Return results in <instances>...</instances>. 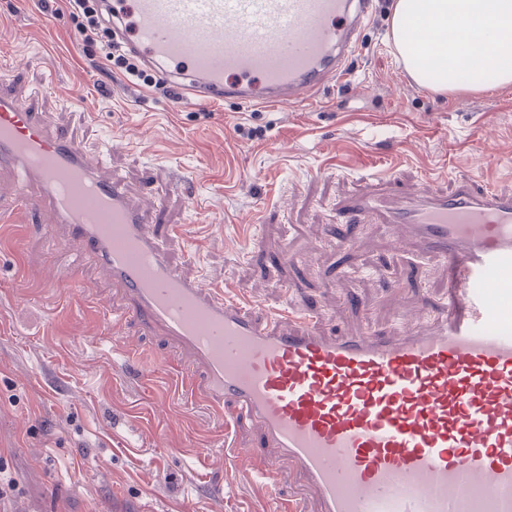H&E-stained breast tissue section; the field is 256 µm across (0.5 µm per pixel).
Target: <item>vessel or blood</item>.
Returning a JSON list of instances; mask_svg holds the SVG:
<instances>
[{
  "instance_id": "b4317fda",
  "label": "vessel or blood",
  "mask_w": 512,
  "mask_h": 512,
  "mask_svg": "<svg viewBox=\"0 0 512 512\" xmlns=\"http://www.w3.org/2000/svg\"><path fill=\"white\" fill-rule=\"evenodd\" d=\"M373 0H102L114 43L189 101L242 107L303 102L337 82ZM0 171L46 213L52 248L73 271L93 261L117 288L116 319L165 336L195 370L187 403L232 407L267 454L237 448L226 468L272 488L296 477L274 512H512V192L460 177L446 194L401 196L383 178L346 217L403 226L448 266L443 326L393 336L283 328L184 276L157 233L160 208L135 201L104 162L30 111L0 81Z\"/></svg>"
}]
</instances>
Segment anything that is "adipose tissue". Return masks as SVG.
Masks as SVG:
<instances>
[{
    "mask_svg": "<svg viewBox=\"0 0 512 512\" xmlns=\"http://www.w3.org/2000/svg\"><path fill=\"white\" fill-rule=\"evenodd\" d=\"M431 34V46L406 40L412 23ZM391 36L398 56L411 76L430 80L434 90H481L484 77L493 74L497 85H512V0H395ZM483 42L484 51L473 60L468 82H460L458 66L468 39ZM443 59L435 76H428L430 54Z\"/></svg>",
    "mask_w": 512,
    "mask_h": 512,
    "instance_id": "ef3b65f1",
    "label": "adipose tissue"
}]
</instances>
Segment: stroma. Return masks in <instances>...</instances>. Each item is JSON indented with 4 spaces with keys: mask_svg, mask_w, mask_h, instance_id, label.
<instances>
[{
    "mask_svg": "<svg viewBox=\"0 0 512 512\" xmlns=\"http://www.w3.org/2000/svg\"><path fill=\"white\" fill-rule=\"evenodd\" d=\"M393 2L376 0L339 85L292 106L175 103L126 86L40 0H0V62L30 110L86 149L123 133L106 169L133 197L162 198L183 274L246 299L254 317L315 319L328 336L423 330L441 324L447 267L404 230L339 223L337 205L370 174L396 191L447 192L461 174L511 190L512 85L450 95L414 81L392 44ZM0 207V477L17 486L0 512H271L261 487L224 467L228 444L264 456L260 431L186 408L175 345L132 321L107 327L118 292L94 266L73 276L7 172ZM156 356L167 371L146 369Z\"/></svg>",
    "mask_w": 512,
    "mask_h": 512,
    "instance_id": "obj_1",
    "label": "stroma"
}]
</instances>
